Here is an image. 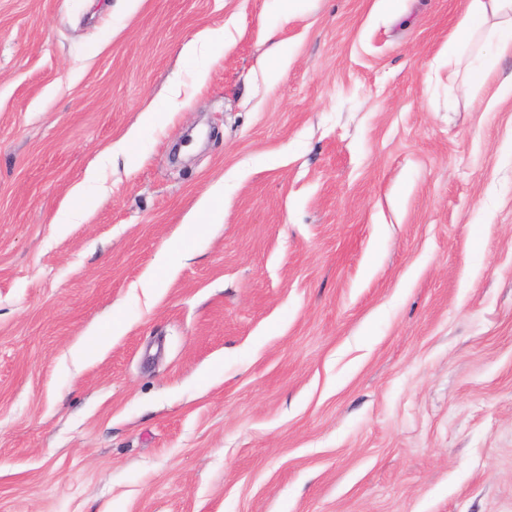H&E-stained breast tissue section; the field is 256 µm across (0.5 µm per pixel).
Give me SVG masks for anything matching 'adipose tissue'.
I'll return each mask as SVG.
<instances>
[{"label": "adipose tissue", "mask_w": 512, "mask_h": 512, "mask_svg": "<svg viewBox=\"0 0 512 512\" xmlns=\"http://www.w3.org/2000/svg\"><path fill=\"white\" fill-rule=\"evenodd\" d=\"M448 51L474 65L473 82L484 83L499 59L512 56V0H465Z\"/></svg>", "instance_id": "adipose-tissue-1"}]
</instances>
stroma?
Listing matches in <instances>:
<instances>
[{
  "label": "stroma",
  "instance_id": "1",
  "mask_svg": "<svg viewBox=\"0 0 512 512\" xmlns=\"http://www.w3.org/2000/svg\"><path fill=\"white\" fill-rule=\"evenodd\" d=\"M461 15L0 0V512H512V100ZM223 209V199L210 202L199 214L198 218L195 220V222H193V224H187L185 234L182 238L175 242L168 243L163 247L160 261L161 266H159L158 269H163L162 267L166 264L167 256L173 251H179L183 253L191 251L193 244L201 235L203 224L211 223V221L218 218Z\"/></svg>",
  "mask_w": 512,
  "mask_h": 512
}]
</instances>
